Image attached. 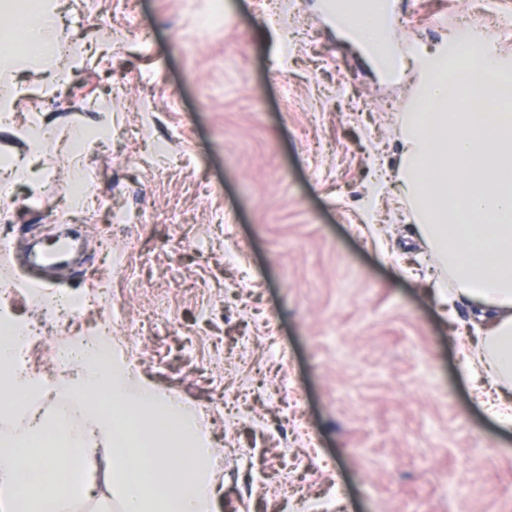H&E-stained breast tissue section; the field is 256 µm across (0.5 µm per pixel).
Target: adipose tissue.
I'll return each mask as SVG.
<instances>
[{"label": "adipose tissue", "instance_id": "ef3b65f1", "mask_svg": "<svg viewBox=\"0 0 512 512\" xmlns=\"http://www.w3.org/2000/svg\"><path fill=\"white\" fill-rule=\"evenodd\" d=\"M348 23L374 61L389 62V28L381 0H349ZM26 51L0 53V74L24 63L56 69L60 41L53 11L41 4L20 23ZM424 73L421 111L406 113L399 181L416 231L436 266L447 273L449 295L466 299L479 322L471 362L494 385L512 389V69L489 51L458 45ZM469 79L458 86L455 69ZM18 339H0V367L12 385L0 386V407L20 405L33 385L17 364ZM78 381L58 396L78 401L91 426L121 434L118 447H85L83 431L56 418L31 416V433L53 432L50 445L0 433V512H64L82 494L79 474L103 468L109 495L124 512H213V452L197 415L163 398L133 369L78 346Z\"/></svg>", "mask_w": 512, "mask_h": 512}]
</instances>
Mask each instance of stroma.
Instances as JSON below:
<instances>
[{
  "label": "stroma",
  "mask_w": 512,
  "mask_h": 512,
  "mask_svg": "<svg viewBox=\"0 0 512 512\" xmlns=\"http://www.w3.org/2000/svg\"><path fill=\"white\" fill-rule=\"evenodd\" d=\"M55 2L85 54L13 73L0 158L22 172L0 190V237L23 263L31 228L57 221L46 181L62 195L82 171L101 205L150 216L123 234L74 210L85 249L50 279L76 297L111 282L77 325L111 320L123 362L198 410L221 459L215 512H294L298 496L326 512H512V426L464 354L475 316L441 298L396 175L422 58L469 14L502 29L495 54L512 60L506 6L397 0L388 78L325 0H294L281 26L267 0ZM133 14L141 35L114 42ZM35 115L57 149L21 137ZM102 125L92 155L70 148ZM104 237L121 271L100 267ZM14 310L41 330L23 361L56 382V325L27 290Z\"/></svg>",
  "instance_id": "1"
}]
</instances>
